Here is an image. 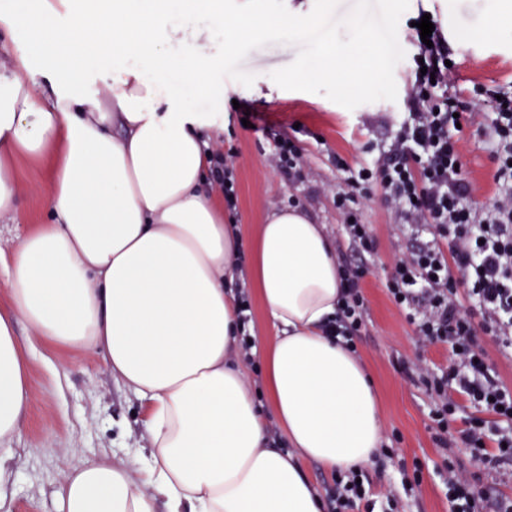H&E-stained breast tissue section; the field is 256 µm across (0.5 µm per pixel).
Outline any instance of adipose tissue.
<instances>
[{
    "label": "adipose tissue",
    "mask_w": 512,
    "mask_h": 512,
    "mask_svg": "<svg viewBox=\"0 0 512 512\" xmlns=\"http://www.w3.org/2000/svg\"><path fill=\"white\" fill-rule=\"evenodd\" d=\"M32 15L30 51L0 72V214L19 208L16 157L53 161L47 223L0 251V444L24 423L26 354L45 342L99 355L140 399L148 442L147 453L66 472L57 512H321L301 462L365 467L383 441L369 376L322 331L341 292L331 240L286 207L249 246L251 286L273 327L251 349L265 369L264 413L230 289L248 246L205 183L216 116L185 110L157 79L171 67L195 76L214 58L192 32L170 29L161 5L147 21L128 0H36ZM173 40L177 58L162 51ZM116 41L133 66L101 67ZM274 422L289 450L272 447Z\"/></svg>",
    "instance_id": "1"
}]
</instances>
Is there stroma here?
<instances>
[{"instance_id": "35a3bbf8", "label": "stroma", "mask_w": 512, "mask_h": 512, "mask_svg": "<svg viewBox=\"0 0 512 512\" xmlns=\"http://www.w3.org/2000/svg\"><path fill=\"white\" fill-rule=\"evenodd\" d=\"M31 0H0V13L21 18L17 29H0V70L12 69L29 40L23 20ZM432 13L448 40L456 62L454 89L470 107L491 109L487 97L473 96L484 87L512 92V10L502 0H410L407 17L419 11ZM398 41L405 57L395 67L396 100H379L346 109L319 93L278 87L271 72L293 62L297 46L271 44L251 51L242 63L253 73L252 86L228 79L222 87L219 110L224 124L208 133L210 145L237 152L235 176L239 196L238 228L251 240L266 211L295 201L324 225L334 247L345 250L342 217L332 190L342 177L337 159L357 168L387 150L409 106L405 93L417 49L407 37L406 25L398 27ZM249 124H241L242 113ZM274 126L282 134L298 133L307 163L303 182L289 185L279 172L273 147L264 129ZM468 177L480 188L479 202H488L495 191V167L488 151L486 127L467 129L460 143ZM47 166L30 160L18 163L17 213L0 216V244L19 241L29 227L46 221ZM364 219L378 241L370 258L364 283L368 318L357 355L380 394L385 433H399L396 455L367 466L374 501L396 494L401 512H448L437 473L446 449L432 438L428 418L429 398L414 377L417 366L443 367L445 346L416 348L413 328L385 288L395 257L414 242L408 227L395 225L379 194L363 205ZM32 381L29 411L19 434L7 450L20 467L9 512H56L57 493L65 472L94 458L123 459L139 452L142 410L140 400L112 379L98 356L55 352L46 347L30 355ZM423 464L422 482L414 492H404L401 470L414 461Z\"/></svg>"}]
</instances>
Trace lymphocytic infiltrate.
I'll return each instance as SVG.
<instances>
[{"label":"lymphocytic infiltrate","mask_w":512,"mask_h":512,"mask_svg":"<svg viewBox=\"0 0 512 512\" xmlns=\"http://www.w3.org/2000/svg\"><path fill=\"white\" fill-rule=\"evenodd\" d=\"M426 73H415L407 95L413 110L401 123L392 153L365 173L340 181L333 198L356 258L339 266L342 291L326 333L349 351L367 322L364 258L377 242L362 220L359 199L379 189L386 207L402 223L430 229L432 238L394 261L386 288L425 346H447L443 368L422 367L418 381L430 399L433 439L442 448H465L495 482L512 481V389L505 386L476 344L490 336L512 356V97L496 105L493 117L448 97L453 73L448 41L434 30L422 43L412 28ZM487 123L497 189L490 203L477 205V187L467 178L460 142L470 126ZM461 273L466 297L453 275ZM439 476L448 512H512V499L476 488L468 471L449 458ZM371 482L359 467L337 472L327 490L324 512H355L368 499Z\"/></svg>","instance_id":"obj_1"}]
</instances>
